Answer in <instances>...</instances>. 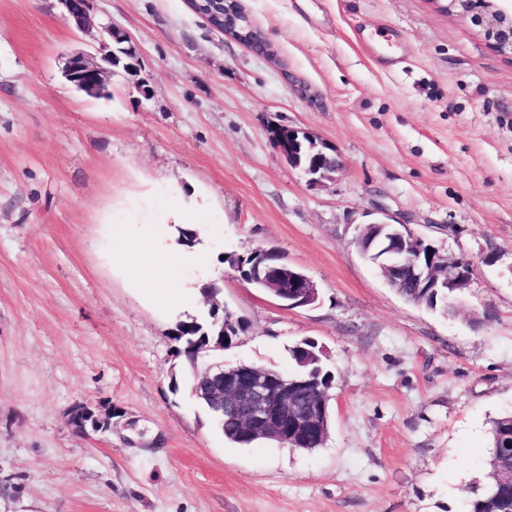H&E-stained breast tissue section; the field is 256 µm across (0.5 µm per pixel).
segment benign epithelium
<instances>
[{
    "instance_id": "1",
    "label": "benign epithelium",
    "mask_w": 512,
    "mask_h": 512,
    "mask_svg": "<svg viewBox=\"0 0 512 512\" xmlns=\"http://www.w3.org/2000/svg\"><path fill=\"white\" fill-rule=\"evenodd\" d=\"M64 22L88 32L95 25L90 13L89 0H60ZM440 8L450 16L468 18L482 27L485 39L505 57L512 56V4L507 0H440ZM224 33L247 46L266 45L261 32L244 19L223 23L216 19ZM102 31L96 53L70 54L63 68L65 79L88 96L106 93L112 74L113 42H128L124 34L110 24L97 26ZM300 131L281 127L272 135L274 146L292 167L301 169L317 184L332 178L342 166L335 150L319 143L304 133L309 149L318 160L301 165L302 141ZM363 258L380 264L388 282L400 284L412 281L420 288H446V301L456 292L468 287L473 276L470 261L435 250L425 259L427 240L415 235L405 223L390 222L383 217L364 226L355 241ZM256 253L268 259L257 267L249 278L262 281L267 290L289 308L314 304L317 288L304 273L282 261L273 250L258 249ZM224 350V340L202 345L192 353L189 363L194 369L195 384L192 395L211 403L216 410L225 412L237 421L244 434L254 439H266L280 445L293 443L296 447L313 442H325L329 426L331 387H324L317 375L316 364L320 355L311 353L299 361L303 371L288 378L276 371L238 364H206L203 358L212 351ZM112 419V407L103 406L93 411L87 406L76 410L68 422L72 430L83 435L87 427L103 429Z\"/></svg>"
}]
</instances>
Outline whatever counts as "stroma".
Returning <instances> with one entry per match:
<instances>
[{
	"label": "stroma",
	"instance_id": "stroma-1",
	"mask_svg": "<svg viewBox=\"0 0 512 512\" xmlns=\"http://www.w3.org/2000/svg\"><path fill=\"white\" fill-rule=\"evenodd\" d=\"M252 51L186 0H91L137 73L76 91L97 32L59 0H0V512H463L488 422L512 410V61L432 0H241ZM308 132L343 166L313 185L275 148ZM207 194L195 228L218 298L247 329L212 363L295 373L311 338L335 375L331 428L303 452L225 439L192 396L173 328L194 270L162 255L163 303L113 259L145 187ZM474 262L447 312L405 301L355 239L378 212ZM272 249L314 282L289 308L225 263ZM111 404L109 429L67 424Z\"/></svg>",
	"mask_w": 512,
	"mask_h": 512
}]
</instances>
